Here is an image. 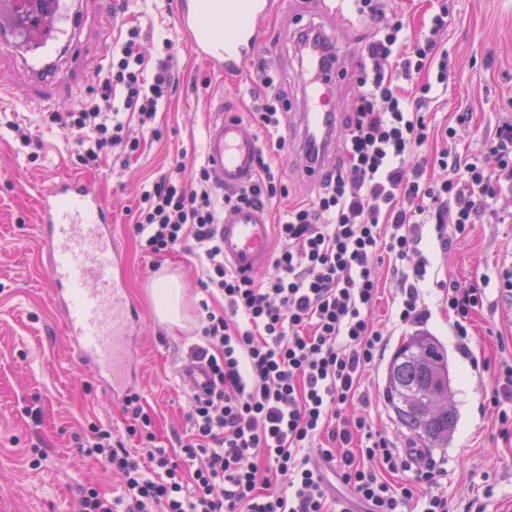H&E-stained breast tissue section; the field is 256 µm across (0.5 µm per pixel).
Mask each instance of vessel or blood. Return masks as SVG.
I'll return each instance as SVG.
<instances>
[{"label": "vessel or blood", "mask_w": 512, "mask_h": 512, "mask_svg": "<svg viewBox=\"0 0 512 512\" xmlns=\"http://www.w3.org/2000/svg\"><path fill=\"white\" fill-rule=\"evenodd\" d=\"M200 0H175L177 29L191 40L194 59L225 78H237L263 46L264 26L277 0H220L212 11L213 26L222 35L199 34ZM92 22L77 0H0V45L23 41L24 66L30 75L26 107L42 110L61 106V90L78 97L95 73L87 67L82 38ZM314 23L298 26L304 66L299 79L305 108L300 114L299 149L294 163L302 177L320 181L336 164L337 114L327 101L338 70L326 63L324 50H335L328 33L321 45L307 36ZM317 32V31H316ZM259 140L235 118L218 117L208 128L205 160L219 190L250 183L256 169ZM40 238L45 246L44 274L62 306L66 332L80 358L114 392H123L129 376L131 335L138 317L123 280L114 269L122 255L112 232V207L86 178L60 177L37 197ZM224 263L251 275L266 269L272 257L273 226L262 208H230L217 226Z\"/></svg>", "instance_id": "obj_1"}]
</instances>
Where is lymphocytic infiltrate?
Wrapping results in <instances>:
<instances>
[{"label":"lymphocytic infiltrate","instance_id":"lymphocytic-infiltrate-1","mask_svg":"<svg viewBox=\"0 0 512 512\" xmlns=\"http://www.w3.org/2000/svg\"><path fill=\"white\" fill-rule=\"evenodd\" d=\"M351 3L378 28L353 75L342 160L314 198L289 205L276 224L281 247L270 271L242 278L228 269L215 226L225 209L264 207L289 194L273 160L286 147L277 135L285 101L273 77L263 76L265 92L250 114L269 144L250 186L219 194L196 158L177 162L143 192L134 222L143 252L192 253L203 288L224 298L219 309L201 303V342L189 351L212 379L189 405L180 449L150 448L141 458L95 430L88 452L117 475L120 493L82 487L79 512H403L412 491L386 473L411 469L416 481L434 482L433 466L414 464V451H400L368 420L372 400L363 384L386 345L371 321L379 273L389 266L399 283V324L425 321V228L448 223L464 237L475 225L503 223L501 202L512 201V124L486 137L480 153L461 156L455 129L436 131L422 111L448 84V53L437 41L448 28L447 6L409 43L386 0ZM139 36L138 26L123 22L89 98L46 116L73 136L83 168L136 157L141 142L130 137L131 122L161 135L157 114L180 78L169 55L146 66ZM437 133L446 147L422 155ZM441 292L458 341L467 344L485 290L452 281ZM491 379L486 404L506 436L512 363L496 365Z\"/></svg>","mask_w":512,"mask_h":512}]
</instances>
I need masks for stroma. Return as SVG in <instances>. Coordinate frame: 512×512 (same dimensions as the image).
<instances>
[{
    "instance_id": "35a3bbf8",
    "label": "stroma",
    "mask_w": 512,
    "mask_h": 512,
    "mask_svg": "<svg viewBox=\"0 0 512 512\" xmlns=\"http://www.w3.org/2000/svg\"><path fill=\"white\" fill-rule=\"evenodd\" d=\"M448 29L441 36L454 72L447 90L430 106L439 124L457 126L461 154L479 151L490 131L512 123V0H447ZM139 12L141 49L155 60L163 38H170L172 64L182 82L157 116L160 140L148 142L130 166L105 164L83 171L71 157L64 133L43 125L40 115L21 103L0 106V512H78V489L91 482L112 492L118 478L86 454L93 428L109 430L130 451L140 450L129 436L132 423L124 398L113 397L96 379L67 336L64 313L41 274L44 257L37 236L36 189H50L63 174L85 173L112 205V231L125 257L123 274L140 315L134 330L129 394L153 420L155 444L176 447L185 434L189 392L178 374L191 347L199 343V304L222 306V296L202 288L195 257L177 250L163 260L145 254L133 231L137 198L144 186L181 159L204 156L206 130L216 106L246 118L259 89V67L279 80L290 101L302 96L293 24L304 18L332 27L340 48L339 65L352 70L361 46L374 27L338 0H288L268 22L270 41L250 62L241 81L227 82L198 64L188 40L176 29L166 0H133ZM471 115L457 125L458 113ZM25 120L32 139L42 144L39 160H30L9 130L11 120ZM429 260L424 296L429 317L423 328L447 348L451 367L449 404L459 422L447 447L432 449L440 470L433 485L449 501L464 506L475 498L486 512H512V437L504 438L495 415L484 405L489 385L485 362L512 361V341L500 345L498 333L512 332V305L498 296L503 270L512 269V216L501 224L478 225L473 234L441 249L434 227L426 229ZM174 277L179 296L173 322L160 320L150 290L163 277ZM489 277L488 305L470 331L468 351L454 335V318L441 301L438 283L467 286ZM387 360L367 376L373 397L372 424L400 449L419 442L395 419L383 398Z\"/></svg>"
}]
</instances>
